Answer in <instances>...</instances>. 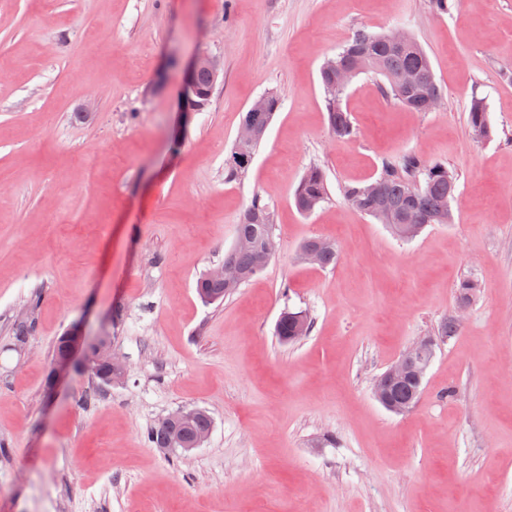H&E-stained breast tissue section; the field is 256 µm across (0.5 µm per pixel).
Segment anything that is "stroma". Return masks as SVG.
I'll return each instance as SVG.
<instances>
[{"instance_id":"obj_1","label":"stroma","mask_w":512,"mask_h":512,"mask_svg":"<svg viewBox=\"0 0 512 512\" xmlns=\"http://www.w3.org/2000/svg\"><path fill=\"white\" fill-rule=\"evenodd\" d=\"M359 28L410 33L443 98L415 112L357 75L355 135L337 141L319 70ZM202 53L224 71L184 119L182 70ZM268 92L281 107L225 181ZM475 95L493 140L469 130ZM403 152L457 176L453 223L408 241L343 196ZM314 164L328 197L305 215L293 193ZM256 195L276 255L203 303L196 280ZM313 238L336 242V265L299 261ZM288 309L312 329L285 345ZM78 321L106 329L121 380L51 378ZM421 338L422 393L392 414L373 384ZM196 408L212 419L201 447L146 440ZM0 512H512V0L447 15L430 0H0ZM263 95L258 99H265ZM279 97L275 94H268L265 99V107L263 112L261 110L252 109L245 113L243 119L251 118L255 125L256 136L254 141L249 145H242L250 141L254 128L250 121L243 123L237 135V142L234 143L229 158L224 163V179L228 182L238 180L245 173L247 167L251 163L252 157L257 146L264 138L266 131L279 110Z\"/></svg>"}]
</instances>
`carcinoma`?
I'll return each mask as SVG.
<instances>
[{"mask_svg": "<svg viewBox=\"0 0 512 512\" xmlns=\"http://www.w3.org/2000/svg\"><path fill=\"white\" fill-rule=\"evenodd\" d=\"M336 66L352 70L371 72L384 78L382 91L399 104L422 112L428 99L442 94L437 81L419 87L404 90L393 79L407 73L420 77L432 70V64L426 51L420 44L412 49H402L390 45L379 35L356 31L335 55ZM321 84L326 93L328 124L331 135L338 141L347 140L354 135V127L349 113L342 107L343 89L336 87V71L320 70ZM211 75L201 70L195 78L196 95L199 101H210ZM279 110L278 96L269 94L261 112H247L246 119H252L256 136L249 145L234 144L229 158L224 163V179L228 182L238 180L251 163L257 146ZM468 125L477 139L488 140L493 131L488 123L485 100L474 96L468 107ZM456 174L442 164H429L419 155L413 153L397 154L383 163V170L378 177L379 195L375 199L365 196L366 185H348L343 188L345 200L358 212L369 214L382 207L399 219H409L413 225L423 229L429 224H450L453 215L448 198V186L456 185ZM328 185L324 171L318 166L309 167L300 179L295 192L294 203L302 213L314 211L327 198ZM273 231L271 207L260 197L255 196L244 209L236 224V238L251 242L243 250H232L226 258L250 280L257 276L272 261L273 256L265 251L264 243L268 233ZM319 252V266L329 267L339 259L336 243L322 239ZM222 285L212 281L207 274L197 281V293L203 300L213 302L224 300ZM295 331L294 313L286 311L277 325V336L288 343L292 341ZM422 384L407 379L395 384L391 389L392 398L400 405L411 410L417 403Z\"/></svg>", "mask_w": 512, "mask_h": 512, "instance_id": "1", "label": "carcinoma"}]
</instances>
